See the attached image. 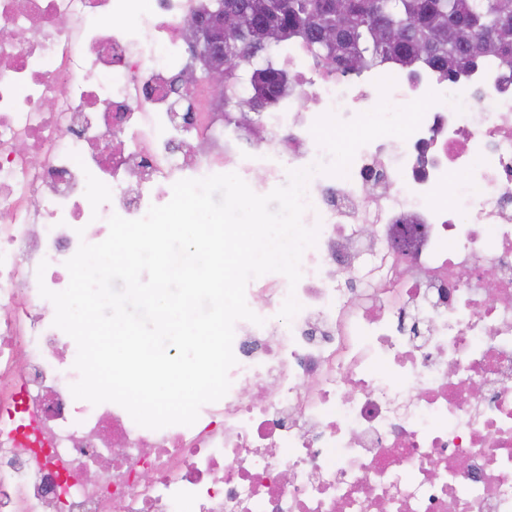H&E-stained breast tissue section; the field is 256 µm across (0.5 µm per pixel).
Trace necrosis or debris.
Masks as SVG:
<instances>
[{
  "label": "necrosis or debris",
  "instance_id": "1",
  "mask_svg": "<svg viewBox=\"0 0 512 512\" xmlns=\"http://www.w3.org/2000/svg\"><path fill=\"white\" fill-rule=\"evenodd\" d=\"M201 5L0 0V512H512V67L495 59L453 83L395 74L392 105L441 102L408 138L361 146L347 176L310 177L301 279L248 283L262 322L236 323L230 389L194 425L72 396L76 354L39 288L67 287L79 226L143 217L185 178L260 170L268 194L330 164L318 117L384 97L373 71L292 44L298 81L261 136L202 84L184 126L168 88ZM187 129L210 149L181 160Z\"/></svg>",
  "mask_w": 512,
  "mask_h": 512
}]
</instances>
